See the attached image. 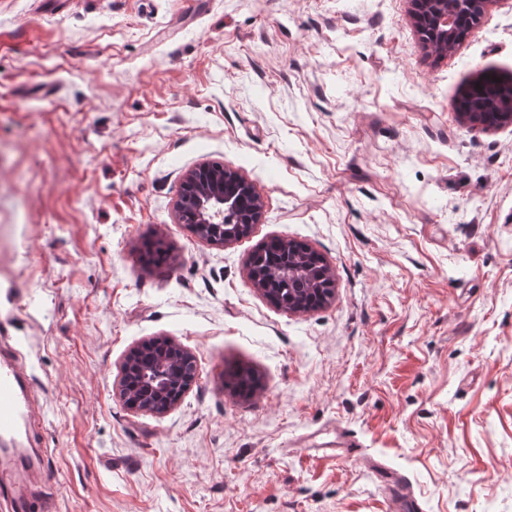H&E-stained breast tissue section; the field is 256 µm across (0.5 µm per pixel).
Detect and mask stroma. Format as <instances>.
Listing matches in <instances>:
<instances>
[{
  "label": "stroma",
  "instance_id": "obj_1",
  "mask_svg": "<svg viewBox=\"0 0 512 512\" xmlns=\"http://www.w3.org/2000/svg\"><path fill=\"white\" fill-rule=\"evenodd\" d=\"M490 70L512 0L441 55L413 0H0V349L41 421L0 488L40 449L55 512H391L377 462L423 512H512V120L454 106ZM213 161L262 203L223 246L176 213ZM273 238L324 258L323 307L254 285ZM153 337L196 359L161 415L119 397Z\"/></svg>",
  "mask_w": 512,
  "mask_h": 512
}]
</instances>
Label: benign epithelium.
<instances>
[{"mask_svg": "<svg viewBox=\"0 0 512 512\" xmlns=\"http://www.w3.org/2000/svg\"><path fill=\"white\" fill-rule=\"evenodd\" d=\"M486 3L487 0H414L419 32L428 30L434 37L444 41L453 38L459 35L460 25L466 24L471 29L479 23ZM229 178L239 182L243 193L251 198L253 208L250 223H257L261 213L259 199L254 195L251 185L227 167L222 171H213L209 165L203 164L190 170L184 178V192L176 205L179 221L193 225L198 236L211 243H227L237 239L242 230H250L248 226L238 225L225 230L221 239L212 234L224 205L234 198V194L224 190V181ZM171 363L172 359L164 357L140 372L145 396L161 406L162 413L172 408L170 404L162 405L171 385Z\"/></svg>", "mask_w": 512, "mask_h": 512, "instance_id": "1", "label": "benign epithelium"}]
</instances>
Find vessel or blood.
I'll list each match as a JSON object with an SVG mask.
<instances>
[{
  "label": "vessel or blood",
  "instance_id": "b4317fda",
  "mask_svg": "<svg viewBox=\"0 0 512 512\" xmlns=\"http://www.w3.org/2000/svg\"><path fill=\"white\" fill-rule=\"evenodd\" d=\"M32 403L29 381L17 354L0 356L1 439H14L21 430L29 434L36 431L37 420ZM374 473L386 488L397 495L402 512H421L404 475L380 464L375 465ZM10 508L12 512H53L51 502L30 498L26 487L21 484L13 488Z\"/></svg>",
  "mask_w": 512,
  "mask_h": 512
}]
</instances>
